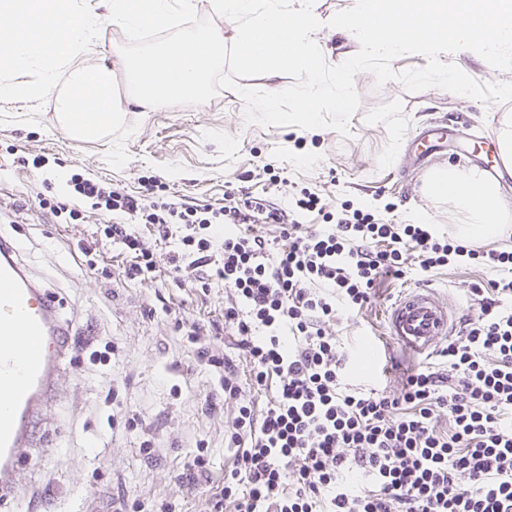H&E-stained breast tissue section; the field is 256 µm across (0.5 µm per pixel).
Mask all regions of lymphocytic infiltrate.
<instances>
[{
    "label": "lymphocytic infiltrate",
    "mask_w": 512,
    "mask_h": 512,
    "mask_svg": "<svg viewBox=\"0 0 512 512\" xmlns=\"http://www.w3.org/2000/svg\"><path fill=\"white\" fill-rule=\"evenodd\" d=\"M71 183L76 201L113 215L102 239L118 247L125 279L156 278L161 242L174 247L176 282L204 293L224 283L219 317L178 322L234 410L230 469L213 479L200 447L177 476L193 512H512V243L468 245L346 203L320 231L305 219L327 203L307 191L278 205L229 190L218 207L154 200V176L141 197L79 173ZM463 261L494 276L473 287L479 312L441 350L443 368L406 370L393 393L351 388L341 314L369 306L383 277ZM228 334L238 357L224 351Z\"/></svg>",
    "instance_id": "lymphocytic-infiltrate-1"
}]
</instances>
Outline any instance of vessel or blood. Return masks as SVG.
<instances>
[{
	"instance_id": "1",
	"label": "vessel or blood",
	"mask_w": 512,
	"mask_h": 512,
	"mask_svg": "<svg viewBox=\"0 0 512 512\" xmlns=\"http://www.w3.org/2000/svg\"><path fill=\"white\" fill-rule=\"evenodd\" d=\"M19 245L0 233V501L16 498L18 463L58 382L69 338L53 298L17 260ZM387 334L406 352H435L457 331L451 299L425 287L390 306Z\"/></svg>"
}]
</instances>
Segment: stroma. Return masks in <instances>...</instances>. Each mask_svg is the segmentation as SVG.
<instances>
[{
	"label": "stroma",
	"mask_w": 512,
	"mask_h": 512,
	"mask_svg": "<svg viewBox=\"0 0 512 512\" xmlns=\"http://www.w3.org/2000/svg\"><path fill=\"white\" fill-rule=\"evenodd\" d=\"M124 41L119 27H102L90 62L123 76L119 47ZM355 80L361 104L346 139L331 129L315 130L308 140L294 126L247 123L244 103L231 90L199 106L129 108L125 120L138 128L126 142L130 160L120 170L105 159L115 137L72 140L57 125L55 98L43 102L35 125L18 121L29 111L28 103L0 107L15 117L0 125V227L18 241L27 274L53 294L67 331L93 342L70 350L46 422L22 457L19 488L34 493L35 507L55 498L70 512H85L90 505L113 512L118 499L148 506L174 500L175 477L197 442L207 444L215 474L223 473L224 433L232 420L231 414L209 411L207 398L221 390L198 366L176 324L177 317L201 311L220 314L222 288L213 286L203 298L165 275L146 282L118 278L111 269L122 259L113 247L104 250L106 267L77 265L80 244L90 241L105 216L91 213L86 201L88 222L57 217L38 207V196L70 201L67 179L77 170L131 195L140 194L145 176L159 177L168 194L212 204L223 203L230 186L273 202L305 187L328 195L335 207L348 200L377 213L390 210L400 224H431L440 234L459 226L452 205L428 195L427 180L438 168L482 167L483 147L457 137L423 165L406 166L401 158L433 118L456 119L477 134L497 138L503 118L512 116V103L487 105L440 88L409 93L397 80L376 84L368 72ZM267 163L282 169L283 182L257 175V167ZM489 277L483 266L462 263L428 276L385 278L371 311L342 315L336 334L346 350L360 355L370 337L385 334L386 312L400 292L422 285L450 294L460 319L471 318L478 312L471 290ZM159 293L169 300L170 313L146 316ZM108 342L114 347L111 363H91V351ZM130 411L152 424V455L141 452L140 431L112 427V418Z\"/></svg>",
	"instance_id": "stroma-1"
}]
</instances>
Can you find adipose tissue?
I'll list each match as a JSON object with an SVG mask.
<instances>
[{"label": "adipose tissue", "mask_w": 512, "mask_h": 512, "mask_svg": "<svg viewBox=\"0 0 512 512\" xmlns=\"http://www.w3.org/2000/svg\"><path fill=\"white\" fill-rule=\"evenodd\" d=\"M430 189L464 215L459 234L470 243H480L500 232V220L490 211L491 205L500 201L499 187L482 171L470 167L436 173L430 179Z\"/></svg>", "instance_id": "obj_1"}]
</instances>
